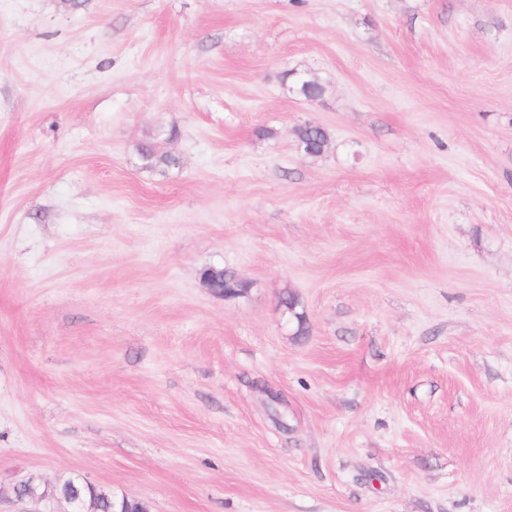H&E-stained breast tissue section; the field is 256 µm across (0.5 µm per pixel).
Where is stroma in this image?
<instances>
[{
    "mask_svg": "<svg viewBox=\"0 0 512 512\" xmlns=\"http://www.w3.org/2000/svg\"><path fill=\"white\" fill-rule=\"evenodd\" d=\"M68 476L512 512V0H0V512ZM299 143L304 144L307 149V155L310 157L320 156L328 142V133L321 126H309L302 124L295 130ZM312 150V154L309 151ZM173 134V130L154 134L153 137H150L149 140L143 142L139 146V153L143 160V165L146 168L163 171L178 164V159L175 156L167 152L160 151L156 146V140L162 135H167L169 138L172 137Z\"/></svg>",
    "mask_w": 512,
    "mask_h": 512,
    "instance_id": "stroma-1",
    "label": "stroma"
}]
</instances>
